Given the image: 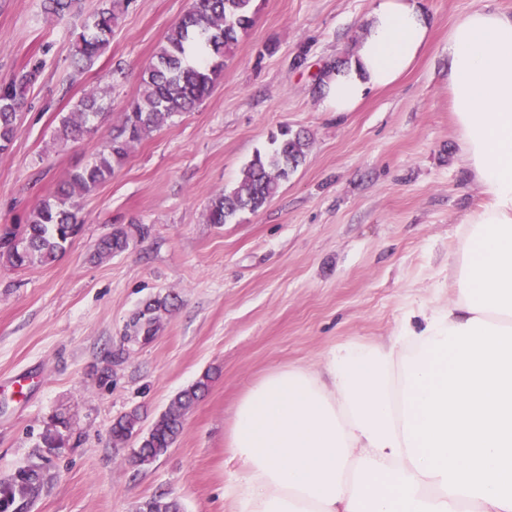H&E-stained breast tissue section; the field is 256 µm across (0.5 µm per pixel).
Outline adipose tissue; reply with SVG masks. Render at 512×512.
I'll return each instance as SVG.
<instances>
[{
	"mask_svg": "<svg viewBox=\"0 0 512 512\" xmlns=\"http://www.w3.org/2000/svg\"><path fill=\"white\" fill-rule=\"evenodd\" d=\"M432 28L423 0H376L326 111L397 83ZM448 91L485 200L448 262L455 298L388 343L249 386L227 442L239 512H512V14L485 5L451 27Z\"/></svg>",
	"mask_w": 512,
	"mask_h": 512,
	"instance_id": "1",
	"label": "adipose tissue"
}]
</instances>
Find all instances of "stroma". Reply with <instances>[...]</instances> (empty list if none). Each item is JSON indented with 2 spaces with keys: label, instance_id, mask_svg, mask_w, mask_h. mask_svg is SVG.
Instances as JSON below:
<instances>
[{
  "label": "stroma",
  "instance_id": "1",
  "mask_svg": "<svg viewBox=\"0 0 512 512\" xmlns=\"http://www.w3.org/2000/svg\"><path fill=\"white\" fill-rule=\"evenodd\" d=\"M486 1L512 13V0H424L434 30L422 58L339 118L323 109L315 75L352 58L374 0H255L213 91L80 199L83 229L67 250L48 265L0 263V483L32 464L45 475L23 512H137L162 492L183 512H238L243 471L227 437L250 385L317 369L335 346L389 341L405 312L447 306L448 257L482 202L448 104V29ZM191 3L126 0L105 50L80 72L72 33L101 0H78L61 20L42 0H0V78L40 68L0 153V226L26 223L92 161L103 134L60 142L61 118L92 91L121 112ZM283 126L308 134L305 163L264 208L207 223L211 198ZM116 225L130 245L98 261ZM165 296L155 336L125 341L133 314ZM206 372L210 386L165 455L139 465L137 440L113 447L117 418L135 410L150 427ZM58 415L67 444L49 452L41 437Z\"/></svg>",
  "mask_w": 512,
  "mask_h": 512
}]
</instances>
